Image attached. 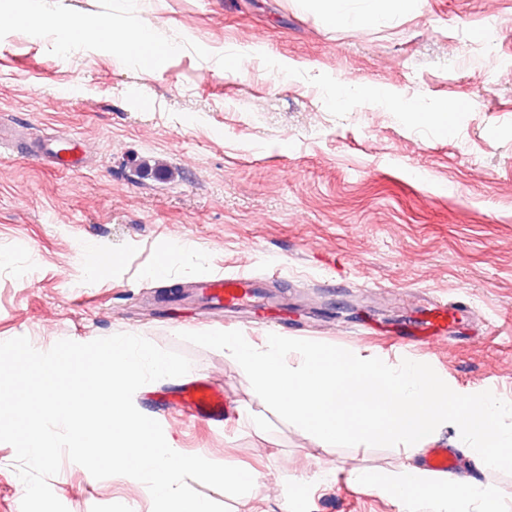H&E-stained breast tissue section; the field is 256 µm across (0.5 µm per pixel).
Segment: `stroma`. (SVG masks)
Masks as SVG:
<instances>
[{
  "instance_id": "obj_1",
  "label": "stroma",
  "mask_w": 512,
  "mask_h": 512,
  "mask_svg": "<svg viewBox=\"0 0 512 512\" xmlns=\"http://www.w3.org/2000/svg\"><path fill=\"white\" fill-rule=\"evenodd\" d=\"M87 40L65 51L45 20L0 26V117L48 142L80 139L70 169L0 152V341L40 351L138 334L224 388V428L170 412L181 453L252 470L229 512H397L361 471L393 475L397 447L318 445L257 396L223 351L182 332L271 329L157 303L213 274L278 271L287 334L390 363L431 365L460 394L512 402V0H412L368 26H328L302 0H52ZM150 22L178 43L148 73L117 62L100 30ZM250 59L224 68V52ZM292 65L281 76L279 63ZM348 83L342 111L327 101ZM414 100L446 125L403 112ZM189 255L171 252L173 243ZM119 261L89 274L86 247ZM165 276H152L157 266ZM459 303L425 347L392 340L407 301ZM302 484L295 496L290 484ZM49 485L68 512H152L147 487L63 460ZM14 448L0 443V512H20Z\"/></svg>"
}]
</instances>
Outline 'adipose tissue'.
Returning a JSON list of instances; mask_svg holds the SVG:
<instances>
[{
  "instance_id": "ef3b65f1",
  "label": "adipose tissue",
  "mask_w": 512,
  "mask_h": 512,
  "mask_svg": "<svg viewBox=\"0 0 512 512\" xmlns=\"http://www.w3.org/2000/svg\"><path fill=\"white\" fill-rule=\"evenodd\" d=\"M408 0H368L369 7L363 14L354 16L346 9V0H318L323 17L329 25H368L382 12L398 13ZM110 43L115 52L131 64H140L147 53L157 47H164L167 53H174L178 46L163 42L156 29L146 25L137 30L132 38L113 34ZM368 481L390 494L400 505L402 512H449L453 503L464 501L485 506L491 498L488 488L475 483L441 485L435 483L427 472L415 465L404 466L393 478L370 474Z\"/></svg>"
}]
</instances>
